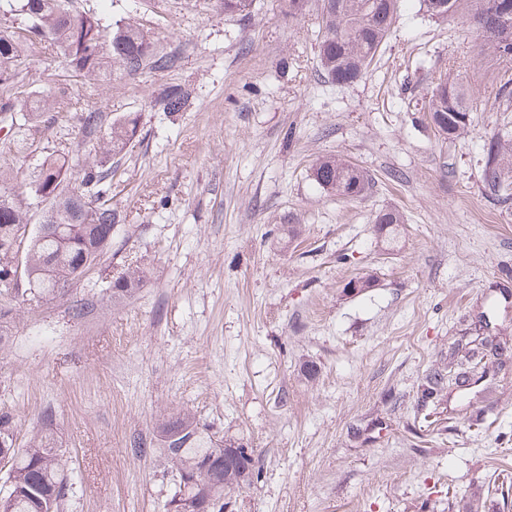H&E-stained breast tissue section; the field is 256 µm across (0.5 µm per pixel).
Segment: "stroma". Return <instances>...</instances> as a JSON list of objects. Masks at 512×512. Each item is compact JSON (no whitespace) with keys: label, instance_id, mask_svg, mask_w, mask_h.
Instances as JSON below:
<instances>
[{"label":"stroma","instance_id":"35a3bbf8","mask_svg":"<svg viewBox=\"0 0 512 512\" xmlns=\"http://www.w3.org/2000/svg\"><path fill=\"white\" fill-rule=\"evenodd\" d=\"M72 8L140 25L177 62L116 65L95 83L37 42L17 66V98L48 87L106 125L139 115L111 159V249L66 296L20 297L0 323V410L20 448L51 415L70 477L62 512H165L178 473L154 426L181 410L257 462L225 512H512V197L484 179L488 143L512 135L497 95L512 61L488 64L468 14L438 18L422 0H398L349 85L323 70L317 0L294 17L283 0H254L247 17L219 0ZM446 78L473 106L453 141L424 112ZM180 87L184 110L163 111ZM81 140L71 123L21 143L0 131V166L28 181L45 147ZM324 154L364 169L367 194L319 188ZM385 209L404 218L392 243L374 222ZM130 269L138 286L113 296ZM483 314V379L465 400L421 402Z\"/></svg>","mask_w":512,"mask_h":512}]
</instances>
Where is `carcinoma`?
<instances>
[{
	"label": "carcinoma",
	"mask_w": 512,
	"mask_h": 512,
	"mask_svg": "<svg viewBox=\"0 0 512 512\" xmlns=\"http://www.w3.org/2000/svg\"><path fill=\"white\" fill-rule=\"evenodd\" d=\"M397 0H321L320 58L332 81L348 85L361 77L374 59L393 24ZM224 11L247 16L253 0H221ZM430 14L446 17L461 10L471 12L493 55L512 59V23L488 30L494 16L512 12V0H424ZM11 11L20 16L22 30L29 40L53 43L65 65L90 80L104 81L118 63L129 73L148 66L162 71L176 63V57L156 51L149 33L133 24L118 25L107 38L101 19L93 13H74L69 0H16ZM24 42L12 33L0 31V130L20 138L58 121L75 120L83 141L91 144L85 154L49 148L38 162L34 179L24 189L7 187L10 174L0 170V295L12 296L3 284L11 268L14 246L25 244L24 266L29 290L40 298H57L56 286L85 277L100 255L112 245V230L118 223L109 195L112 168L95 163L98 153L121 154L137 134L138 116L126 115L101 131L100 113L88 110L73 116L59 111L53 92H35L23 100L10 94L17 76L16 67ZM472 111L467 90L454 79L436 88L426 112L445 139H455L464 131ZM512 173V140L496 137L486 148L485 180L502 188V176ZM317 185L338 196L357 198L369 188L368 175L356 165L336 156H324L313 165ZM27 193L45 202L44 224L27 230L26 210L20 195ZM376 224H387V235L402 223L396 210L376 214ZM140 280L138 272L112 282V295L124 296ZM486 348H467L456 363L454 382L461 392L474 379L475 369L485 357ZM445 389V377L434 372L427 377L423 396L431 398ZM14 417L0 412V445L13 447ZM167 457L178 470L196 475V491L213 502L216 512H224V490L246 483L255 469L249 456L242 465L226 469L206 466L224 453L215 436L205 432L190 413L164 417L157 422ZM6 479L14 497L0 500V512H61L69 485L60 450L44 431L33 435L29 445L16 451L15 464Z\"/></svg>",
	"instance_id": "obj_1"
}]
</instances>
